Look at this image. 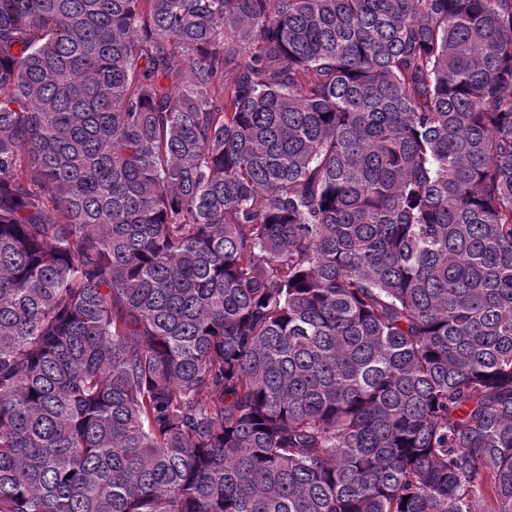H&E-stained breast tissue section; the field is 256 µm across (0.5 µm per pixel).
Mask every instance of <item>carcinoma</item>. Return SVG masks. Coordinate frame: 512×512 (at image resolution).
Here are the masks:
<instances>
[{"instance_id": "cac0c4a2", "label": "carcinoma", "mask_w": 512, "mask_h": 512, "mask_svg": "<svg viewBox=\"0 0 512 512\" xmlns=\"http://www.w3.org/2000/svg\"><path fill=\"white\" fill-rule=\"evenodd\" d=\"M512 512V0H0V512Z\"/></svg>"}]
</instances>
